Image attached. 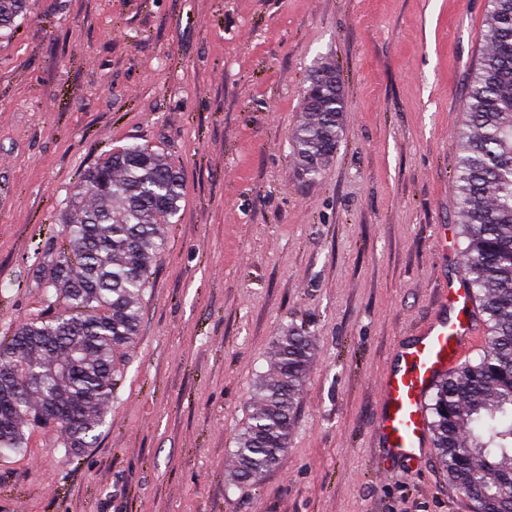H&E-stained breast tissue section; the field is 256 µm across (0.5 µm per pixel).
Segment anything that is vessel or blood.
<instances>
[{"label":"vessel or blood","instance_id":"vessel-or-blood-1","mask_svg":"<svg viewBox=\"0 0 512 512\" xmlns=\"http://www.w3.org/2000/svg\"><path fill=\"white\" fill-rule=\"evenodd\" d=\"M478 341V309L459 275L445 282L439 312L398 347L396 366L379 379L376 435L392 457L420 462L430 445L426 399Z\"/></svg>","mask_w":512,"mask_h":512}]
</instances>
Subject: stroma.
I'll return each instance as SVG.
<instances>
[{"label": "stroma", "instance_id": "obj_1", "mask_svg": "<svg viewBox=\"0 0 512 512\" xmlns=\"http://www.w3.org/2000/svg\"><path fill=\"white\" fill-rule=\"evenodd\" d=\"M0 29V336L43 310L38 244L84 170L145 144L184 175L168 251L96 447L0 456V512H471L436 449L374 434L377 380L467 245L453 176L488 0H28ZM341 77L336 153L304 177L306 76ZM315 355L280 461L236 436L277 336Z\"/></svg>", "mask_w": 512, "mask_h": 512}]
</instances>
